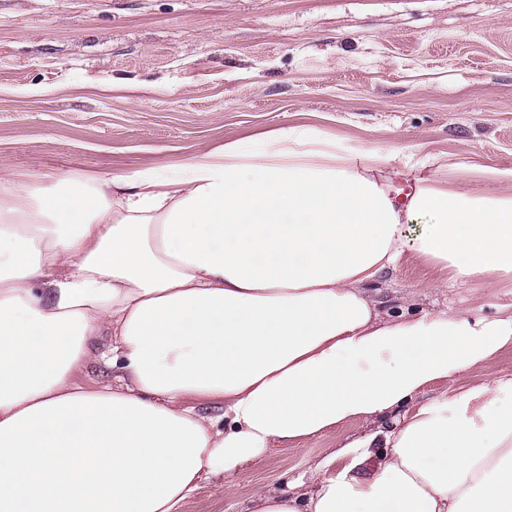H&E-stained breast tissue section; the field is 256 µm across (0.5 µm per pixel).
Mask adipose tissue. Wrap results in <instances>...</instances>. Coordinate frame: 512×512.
Listing matches in <instances>:
<instances>
[{"label":"adipose tissue","instance_id":"1","mask_svg":"<svg viewBox=\"0 0 512 512\" xmlns=\"http://www.w3.org/2000/svg\"><path fill=\"white\" fill-rule=\"evenodd\" d=\"M390 161L287 126L177 177L1 172L0 512H179L350 420L370 432L249 512H512V374L489 369L512 306L481 314L512 288V196L464 175L407 195ZM408 265L467 303L382 313L373 284ZM92 362L111 383L82 384Z\"/></svg>","mask_w":512,"mask_h":512}]
</instances>
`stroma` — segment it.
<instances>
[{"instance_id":"35a3bbf8","label":"stroma","mask_w":512,"mask_h":512,"mask_svg":"<svg viewBox=\"0 0 512 512\" xmlns=\"http://www.w3.org/2000/svg\"><path fill=\"white\" fill-rule=\"evenodd\" d=\"M285 125L350 160L389 153L413 180L475 164L511 194L512 0H0V169L171 175L201 147ZM426 277H382V309L447 308V289L417 288ZM366 431L270 449L181 512H244Z\"/></svg>"}]
</instances>
